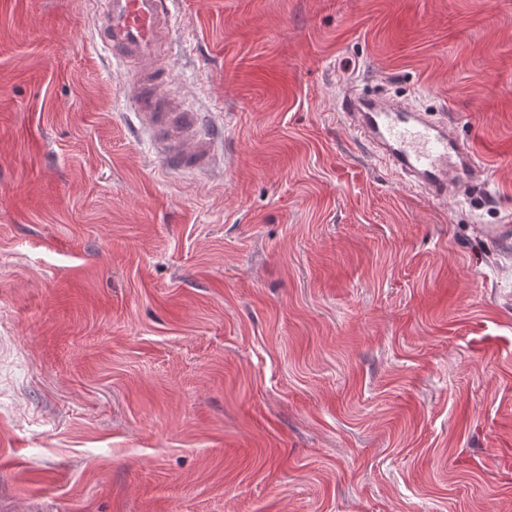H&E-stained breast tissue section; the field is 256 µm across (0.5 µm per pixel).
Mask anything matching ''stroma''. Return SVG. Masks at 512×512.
Listing matches in <instances>:
<instances>
[{
    "label": "stroma",
    "instance_id": "35a3bbf8",
    "mask_svg": "<svg viewBox=\"0 0 512 512\" xmlns=\"http://www.w3.org/2000/svg\"><path fill=\"white\" fill-rule=\"evenodd\" d=\"M98 0H0V512H512V0H178L166 169ZM446 114L434 201L346 87Z\"/></svg>",
    "mask_w": 512,
    "mask_h": 512
}]
</instances>
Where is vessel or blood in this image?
<instances>
[{
	"label": "vessel or blood",
	"instance_id": "1",
	"mask_svg": "<svg viewBox=\"0 0 512 512\" xmlns=\"http://www.w3.org/2000/svg\"><path fill=\"white\" fill-rule=\"evenodd\" d=\"M173 0H104L99 38L116 60L136 63L125 94L137 107L168 167L207 172L218 162L214 138L200 113L183 111L164 95L170 72ZM341 114L376 152L406 175L408 183L434 199L468 188L477 167L469 146L451 137L423 113L394 100L345 94Z\"/></svg>",
	"mask_w": 512,
	"mask_h": 512
}]
</instances>
